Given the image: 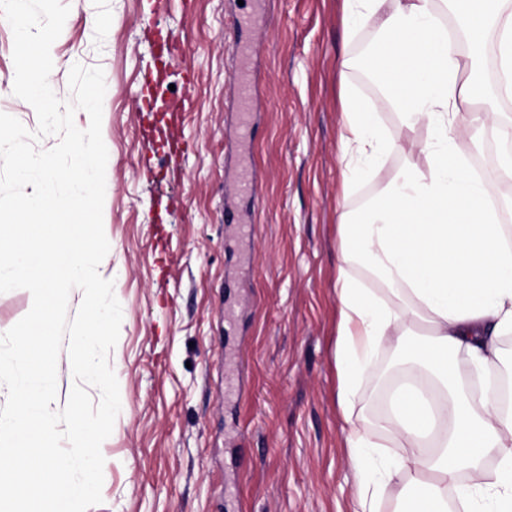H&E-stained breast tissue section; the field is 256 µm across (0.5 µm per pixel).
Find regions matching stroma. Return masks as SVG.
Here are the masks:
<instances>
[{"mask_svg":"<svg viewBox=\"0 0 512 512\" xmlns=\"http://www.w3.org/2000/svg\"><path fill=\"white\" fill-rule=\"evenodd\" d=\"M67 2L53 82L65 94L73 65L104 71L103 225L122 308L109 355L121 410L89 512H354L334 360L344 85L377 104L386 128L398 116L339 61L373 28L345 43L342 0H266L259 19L238 0ZM166 42L183 53L163 56ZM12 52L0 26V112L32 132ZM183 96L187 151L175 156L144 130ZM141 98L153 111H137ZM240 167L255 172L247 194L233 190ZM395 361L380 346L359 379L357 425L372 426Z\"/></svg>","mask_w":512,"mask_h":512,"instance_id":"35a3bbf8","label":"stroma"}]
</instances>
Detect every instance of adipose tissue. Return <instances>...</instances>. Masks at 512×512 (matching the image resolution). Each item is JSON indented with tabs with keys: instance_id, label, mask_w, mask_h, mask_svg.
Here are the masks:
<instances>
[{
	"instance_id": "1",
	"label": "adipose tissue",
	"mask_w": 512,
	"mask_h": 512,
	"mask_svg": "<svg viewBox=\"0 0 512 512\" xmlns=\"http://www.w3.org/2000/svg\"><path fill=\"white\" fill-rule=\"evenodd\" d=\"M345 37L375 28L357 65L399 116L384 130L376 112L351 89L342 97L339 160L342 196L355 179L389 155L405 162L354 217H340L336 301L341 314L335 344L338 404L351 419L358 378L372 351L391 344L421 370L396 382L378 431L405 455L398 467L369 471L365 451L378 431L351 428L349 465L359 478V512L376 503L396 476L412 494L401 512H512V407L494 390L481 397L461 388L458 357L480 373L498 371L501 337L512 334V244L485 182L469 157L477 138L512 136V115L495 111L496 94H512V0H343ZM461 22L471 40L494 37L497 89L462 74L475 67L448 29ZM425 127V139L411 138ZM388 293L379 299L365 278Z\"/></svg>"
}]
</instances>
